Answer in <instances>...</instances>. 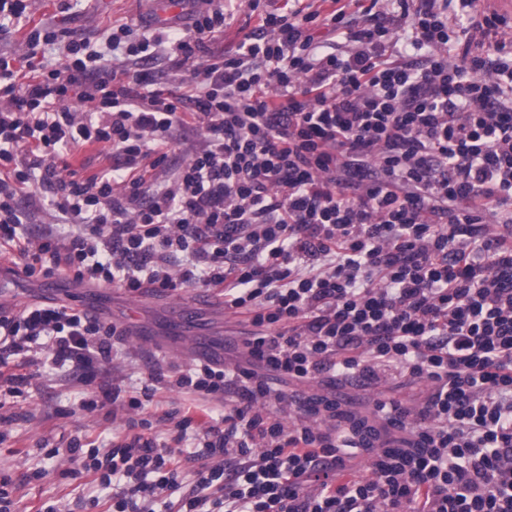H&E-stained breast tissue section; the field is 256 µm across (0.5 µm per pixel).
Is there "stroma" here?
<instances>
[{
    "label": "stroma",
    "instance_id": "obj_1",
    "mask_svg": "<svg viewBox=\"0 0 512 512\" xmlns=\"http://www.w3.org/2000/svg\"><path fill=\"white\" fill-rule=\"evenodd\" d=\"M180 7L170 0H78L70 10H61L57 0H30L22 25L10 26L0 33V51L23 58L29 34L41 27L76 33L96 41L104 30L123 24L139 25L169 19L180 14ZM72 286L68 273L50 278L24 275L10 276L0 297L18 305L39 300L65 302ZM197 289L178 292H155L149 289L128 293L117 288H86L75 305L97 312L101 319L125 320L129 305H136V316L127 322V336L119 347L112 368L113 376H121L134 386H142L149 368L163 367L175 372L195 363L202 345L221 346L226 362L240 360L239 345L250 331V324L240 316L215 313L223 304L219 292L206 294V305L190 313H176L177 301L195 299ZM35 375L29 398L15 399L0 409L6 418L0 424V470L11 475L20 487L14 491L16 512H40L42 506L53 504L60 512H91L86 499L98 490L85 478L67 476L71 462L68 455L48 458L42 443L66 447L72 437L89 436L109 440L125 429V418L113 415L111 407L87 413L74 411L73 406L85 388L68 373L47 366H33ZM426 385L411 381L396 372L381 374L378 383L366 387H343L342 392L352 408H363L376 394L382 393L418 404L428 393ZM44 470L41 480L26 482L34 469Z\"/></svg>",
    "mask_w": 512,
    "mask_h": 512
}]
</instances>
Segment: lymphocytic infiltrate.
<instances>
[{
	"mask_svg": "<svg viewBox=\"0 0 512 512\" xmlns=\"http://www.w3.org/2000/svg\"><path fill=\"white\" fill-rule=\"evenodd\" d=\"M181 2L185 29L121 25L101 50L71 33L43 64L47 28L25 73L0 54V258L102 288L218 290L252 326L245 363L90 390L78 410L111 405L126 428L105 447L71 438V460L112 490L107 512H512L503 18L478 0H332L326 15L249 0L256 26L218 55L223 0ZM161 56L178 92L158 85ZM89 146L104 165L66 178ZM40 193L56 223L31 222ZM121 340L81 309L0 302V395L23 396L39 362L91 385ZM388 369L425 382V401L343 409L337 381ZM170 392L224 414L200 423ZM358 456L370 476L344 479Z\"/></svg>",
	"mask_w": 512,
	"mask_h": 512,
	"instance_id": "f902f5d3",
	"label": "lymphocytic infiltrate"
}]
</instances>
